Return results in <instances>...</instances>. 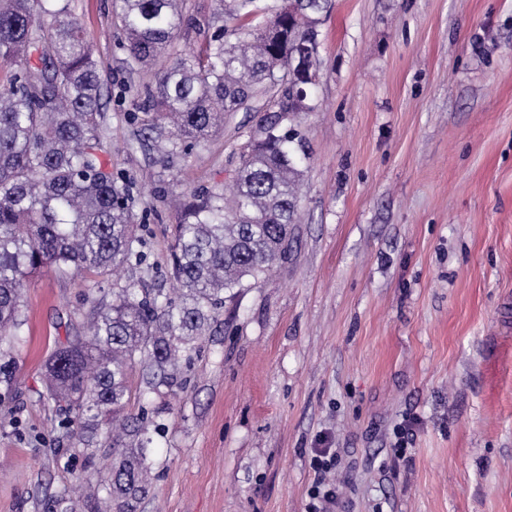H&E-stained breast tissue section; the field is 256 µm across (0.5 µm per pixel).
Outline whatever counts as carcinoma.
Wrapping results in <instances>:
<instances>
[{
    "instance_id": "cac0c4a2",
    "label": "carcinoma",
    "mask_w": 512,
    "mask_h": 512,
    "mask_svg": "<svg viewBox=\"0 0 512 512\" xmlns=\"http://www.w3.org/2000/svg\"><path fill=\"white\" fill-rule=\"evenodd\" d=\"M221 25L196 50L159 66L182 25L180 0H121V48L156 69L141 131L158 149L203 148L224 115L307 112L300 45L318 38L327 0H217ZM0 346L24 335L21 288L45 269L102 284L129 273L106 303L94 298L84 334L57 345L45 364L46 399L96 466L99 432L112 444L85 512H139L150 488L149 413L129 410L131 375L144 398L184 389L180 360L218 319L224 297L287 258L303 176L291 140H250L231 197L214 188L187 196L174 229L177 293L136 287L143 239L130 190L107 168L103 86L94 53L68 0H0ZM46 512H76L61 493Z\"/></svg>"
}]
</instances>
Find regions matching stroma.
<instances>
[{
	"label": "stroma",
	"mask_w": 512,
	"mask_h": 512,
	"mask_svg": "<svg viewBox=\"0 0 512 512\" xmlns=\"http://www.w3.org/2000/svg\"><path fill=\"white\" fill-rule=\"evenodd\" d=\"M181 3L174 56L216 29L212 0ZM70 8L99 63L104 159L129 184L143 287L174 286L172 196L228 185L272 124L305 156L287 259L225 299L186 389L145 403L159 432L141 512H306L316 448L336 451L341 512H512V0H328L311 111L236 112L170 156L138 135L154 76L120 49L116 0ZM91 287L26 282L0 512L96 483L43 399Z\"/></svg>",
	"instance_id": "1"
}]
</instances>
